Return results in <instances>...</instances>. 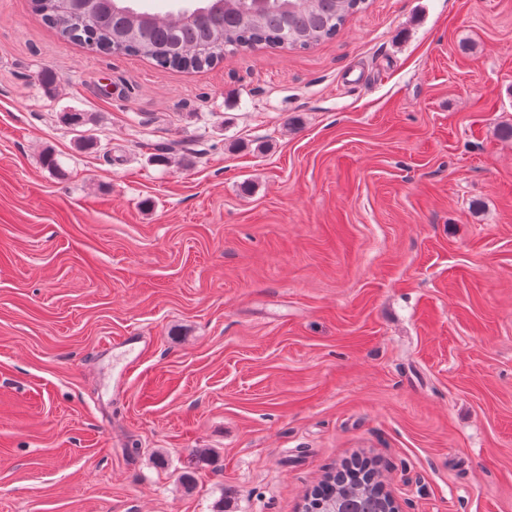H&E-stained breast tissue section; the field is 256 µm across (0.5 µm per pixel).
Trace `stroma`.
Masks as SVG:
<instances>
[{"label":"stroma","mask_w":512,"mask_h":512,"mask_svg":"<svg viewBox=\"0 0 512 512\" xmlns=\"http://www.w3.org/2000/svg\"><path fill=\"white\" fill-rule=\"evenodd\" d=\"M506 124L512 0L200 71L0 0V512H302L357 459L512 512ZM117 345L119 348H124L128 355L135 354L128 359L123 367L125 373H134L141 361V357L151 348V341L146 336H124Z\"/></svg>","instance_id":"stroma-1"}]
</instances>
